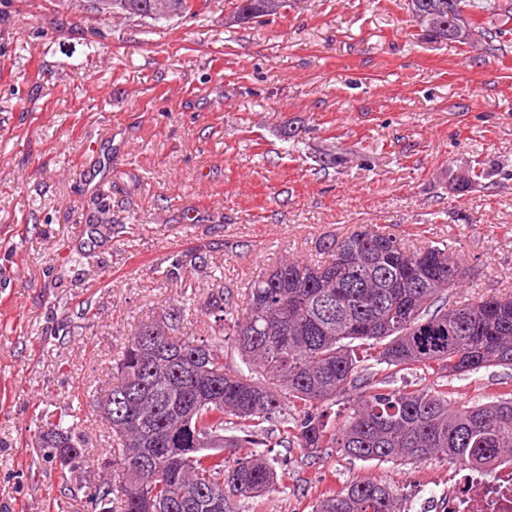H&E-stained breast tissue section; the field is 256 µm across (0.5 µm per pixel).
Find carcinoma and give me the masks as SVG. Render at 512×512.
I'll list each match as a JSON object with an SVG mask.
<instances>
[{"label":"carcinoma","mask_w":512,"mask_h":512,"mask_svg":"<svg viewBox=\"0 0 512 512\" xmlns=\"http://www.w3.org/2000/svg\"><path fill=\"white\" fill-rule=\"evenodd\" d=\"M148 0H112V17H149ZM194 18L209 0H164ZM272 0H230L237 22H260ZM430 43L494 42L512 36V0H403ZM491 14L484 27L473 14ZM445 248L412 249L379 227L336 243L330 259H290L246 288L243 316L229 331L246 370L231 372L224 352L184 326L194 298L165 319L140 325L112 367L111 387L94 400L118 455L106 480L85 492L91 512H237L239 498L288 485L265 449L338 448L360 460H449L483 468L512 458V392L457 407L448 388H391L385 371L421 368L441 380L512 366V295L449 304L463 282ZM373 360L367 367L364 362ZM344 400L329 427L317 409ZM273 425L280 438L269 440ZM44 456L75 468L86 455L72 415L36 438ZM313 512H401L386 484L363 480L328 492Z\"/></svg>","instance_id":"obj_1"}]
</instances>
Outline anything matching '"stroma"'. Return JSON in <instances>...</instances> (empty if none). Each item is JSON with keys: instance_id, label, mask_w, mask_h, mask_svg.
I'll return each mask as SVG.
<instances>
[{"instance_id": "35a3bbf8", "label": "stroma", "mask_w": 512, "mask_h": 512, "mask_svg": "<svg viewBox=\"0 0 512 512\" xmlns=\"http://www.w3.org/2000/svg\"><path fill=\"white\" fill-rule=\"evenodd\" d=\"M229 11L210 0L152 26L0 0V512H88L37 431L78 415L90 454L70 480L108 476L92 398L138 325L185 294L193 333L210 334V294L242 309L260 270L375 224L447 246L467 269L455 302L512 294V42L427 43L403 0H301L233 28ZM321 153L342 162L320 168ZM508 383L512 368L491 367L448 390L460 405ZM270 455L287 487L239 512H311L364 479L402 512H438L458 475L336 448Z\"/></svg>"}]
</instances>
